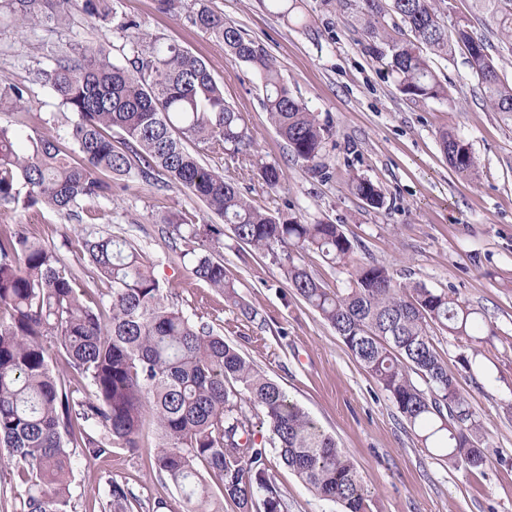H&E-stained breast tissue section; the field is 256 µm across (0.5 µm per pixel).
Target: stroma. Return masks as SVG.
<instances>
[{"instance_id": "stroma-1", "label": "stroma", "mask_w": 512, "mask_h": 512, "mask_svg": "<svg viewBox=\"0 0 512 512\" xmlns=\"http://www.w3.org/2000/svg\"><path fill=\"white\" fill-rule=\"evenodd\" d=\"M211 5L225 22L264 46L294 95L318 114L328 130L325 170L314 172L291 156L262 110L259 78L192 24L194 0H182L173 13L161 11L158 0H119L117 11L119 18L136 21L146 37L188 49L223 84L225 100L244 117L255 154L283 171L273 190L257 177L242 180L249 198L308 224L342 225L358 259L390 266L430 288L455 291L494 326L497 336L483 351L482 369L461 380L491 453L487 464L456 469L422 448L387 394L269 259L230 238L214 254L255 310L251 320L196 280L183 255L187 243L170 239L163 217L180 210L200 224L217 225L221 219L188 191L136 179L127 190L115 191L113 200L87 203L69 220L45 209L0 208V224H28L86 281L93 269L80 258L79 230L131 241L155 261L156 276L171 283L179 308L205 313L218 334L238 345L336 439L357 467L372 512H512V122L483 103L461 50L433 60L439 79L448 84L447 100L419 102L403 95L386 65L364 51L357 17L341 11L337 0H299L303 27L267 11L260 0H211ZM441 11L446 25L467 26L484 38L501 77L512 82V46L501 42L474 0H443ZM123 42L120 31L92 27L78 10L60 27L22 31L9 19L0 20V84L26 85L30 100L28 108L10 113V120L30 134H64L71 117L40 82L39 70L56 52ZM444 129L470 145L479 162L475 178L460 179L450 167L438 139ZM355 176L382 189L383 208H369L352 193ZM153 445L147 428L138 452L118 449L106 459L78 460L74 478L83 496L77 512H99L92 492L110 477L137 497L136 512H152L160 499L167 503L164 512H182L180 495L153 468ZM271 466L288 512H340L279 459Z\"/></svg>"}]
</instances>
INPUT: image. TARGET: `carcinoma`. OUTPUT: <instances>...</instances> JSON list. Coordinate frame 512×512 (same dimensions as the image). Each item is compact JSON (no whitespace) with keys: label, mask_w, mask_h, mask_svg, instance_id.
Listing matches in <instances>:
<instances>
[{"label":"carcinoma","mask_w":512,"mask_h":512,"mask_svg":"<svg viewBox=\"0 0 512 512\" xmlns=\"http://www.w3.org/2000/svg\"><path fill=\"white\" fill-rule=\"evenodd\" d=\"M197 0L191 17L260 78L262 106L289 151L324 168L327 129L288 87L265 48L224 23ZM361 14L362 45L386 60L404 95L414 101L446 100L448 91L431 56L448 57L464 46L483 100L512 116V84L495 67L484 39L441 21L436 0H339ZM81 6L99 28L129 38L130 54L116 63L99 45L60 52L39 70L63 111L74 116L66 135L27 134L3 119L30 103L24 85L0 88V208L49 209L75 216L87 202L112 200V184L139 177L161 187L189 190L230 226L235 239L268 257L305 303L328 323L374 379L425 448L455 468L480 469L490 449L461 390L459 373L433 344L442 331L461 342L457 357L468 371L496 335L476 309L455 292L403 281L386 266L354 259L355 245L342 225L304 224L244 195L236 182L205 163L196 146L241 160L273 190L281 168L252 158V139L241 113L200 58L158 39L144 41L133 20L115 22L114 0H0L17 27L65 21ZM501 39L512 44V0H475ZM272 12L300 22L297 0H269ZM397 19V35L380 21ZM120 137H114V134ZM448 162L463 179L476 175L469 144L443 130ZM352 191L374 209L385 196L368 179H351ZM171 233L198 243L191 273L224 295L242 316L255 310L214 260L224 231L197 224L186 213L165 218ZM80 253L95 269L80 280L54 246L22 223L0 224V467L17 471L23 492L13 512H77L73 460L136 452L146 416L155 426V469L179 493L183 512H288L271 473L265 444L254 428L265 424L281 461L317 496L341 512H369L368 496L352 460L332 436L236 346L215 333L200 314L170 301L154 263L125 239L83 236ZM317 253L347 271L348 286L325 287L304 261ZM249 409H244V405ZM219 481L215 493L207 477ZM101 512H132L137 497L112 478L97 488Z\"/></svg>","instance_id":"carcinoma-1"}]
</instances>
